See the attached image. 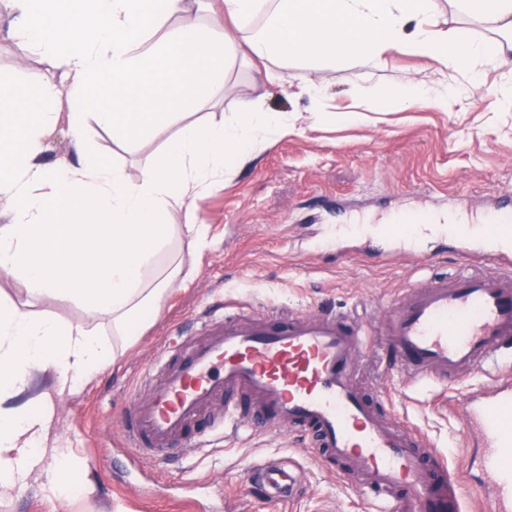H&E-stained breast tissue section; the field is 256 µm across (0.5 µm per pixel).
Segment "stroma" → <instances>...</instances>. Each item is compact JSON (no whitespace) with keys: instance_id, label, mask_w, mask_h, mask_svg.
<instances>
[{"instance_id":"35a3bbf8","label":"stroma","mask_w":512,"mask_h":512,"mask_svg":"<svg viewBox=\"0 0 512 512\" xmlns=\"http://www.w3.org/2000/svg\"><path fill=\"white\" fill-rule=\"evenodd\" d=\"M438 5V29L462 28L477 42L497 38L494 24L458 12L453 0ZM6 30L1 20L0 79L25 85L51 78V66L30 56ZM481 68L475 79L397 48L381 66H321L314 74L321 85L316 101L299 86V60L265 66L239 47L223 96L199 100L196 118H233L238 103L252 99L287 114L288 129L254 164L225 173L223 184L202 202L198 218L211 228L210 248L185 258L183 274L170 282L159 309L115 360L74 391L59 390L51 371L33 369L29 388L7 399V406L21 408L44 395L53 409L44 446L69 449L75 467L70 492L54 495L46 476L54 459L46 457L22 488L0 496V512H380L381 502L346 486L285 428L231 431L216 447L161 461L143 455L138 472L127 473L123 414L130 393H148L141 372L165 345L198 336L199 321L220 307L229 314L281 318L333 311L365 322L366 348L353 368L354 385L380 414L421 431L456 467L460 400L481 384V376L438 385L433 393L415 391L393 362L383 326L406 286L459 269L456 244L423 243L419 252L428 262L422 265L407 257L386 259L388 243L379 235L367 243L337 240L336 227L358 215L382 228L394 216L444 214L459 192L483 212L496 191L512 190V108H503L498 96L502 85L512 83V72L488 61ZM268 69L275 81L266 79ZM408 78L433 92L457 85L464 94L441 107L419 99L393 101L394 90ZM318 107L338 113V120L317 119ZM349 112L356 120H346ZM177 130L171 124L126 145L100 129L97 153L135 180ZM1 301L65 323L86 319L77 305L30 299L9 276H0ZM93 455L98 461L92 467ZM267 461L292 473V496L270 497L253 476Z\"/></svg>"}]
</instances>
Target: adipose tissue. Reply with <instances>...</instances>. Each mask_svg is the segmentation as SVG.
<instances>
[{
  "label": "adipose tissue",
  "mask_w": 512,
  "mask_h": 512,
  "mask_svg": "<svg viewBox=\"0 0 512 512\" xmlns=\"http://www.w3.org/2000/svg\"><path fill=\"white\" fill-rule=\"evenodd\" d=\"M200 0H6L8 35L46 61L58 81L22 90L0 84V275L28 295L81 307L86 322L0 305V398L23 391L33 368L50 370L59 388L98 373L118 343L156 311L182 263L148 278L172 240L190 254L211 243L197 222L199 203L224 180L228 164L254 162L288 117L241 102L221 123L186 120L171 101L151 95L181 86L208 98L224 91L239 44L251 58L305 60L300 79L320 88L310 70L353 57L382 63L397 47L435 58L444 68L476 71L487 59L512 70V0H455L468 15L507 31L477 43L458 30L433 28L437 0H209L234 35L198 23ZM176 28H168L170 18ZM72 136L75 160L46 164V140L59 122ZM178 130L138 181L92 150L95 128L132 142L168 124ZM181 213L185 224H170ZM108 320L111 336L96 327ZM51 419L47 404L0 408V491L24 485L43 462Z\"/></svg>",
  "instance_id": "ef3b65f1"
}]
</instances>
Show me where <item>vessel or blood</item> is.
<instances>
[{
	"instance_id": "1",
	"label": "vessel or blood",
	"mask_w": 512,
	"mask_h": 512,
	"mask_svg": "<svg viewBox=\"0 0 512 512\" xmlns=\"http://www.w3.org/2000/svg\"><path fill=\"white\" fill-rule=\"evenodd\" d=\"M511 213L512 196L499 197L492 222L456 233L462 270L409 285L385 319L411 385L487 376L465 396L463 433L480 451L491 512H512V375L502 373L512 364V234L502 227ZM433 231L430 224L408 225L394 240L395 254H411V239ZM365 334L362 323L331 312L276 325L212 317L198 341L180 345L177 363L160 357L143 371L149 394L131 398L125 445L165 459L186 443L207 444L228 426L285 427L309 440L317 461L342 463L341 477L385 500L389 512H462L464 485L447 456L384 419L355 388L351 370ZM211 411V430H196Z\"/></svg>"
}]
</instances>
